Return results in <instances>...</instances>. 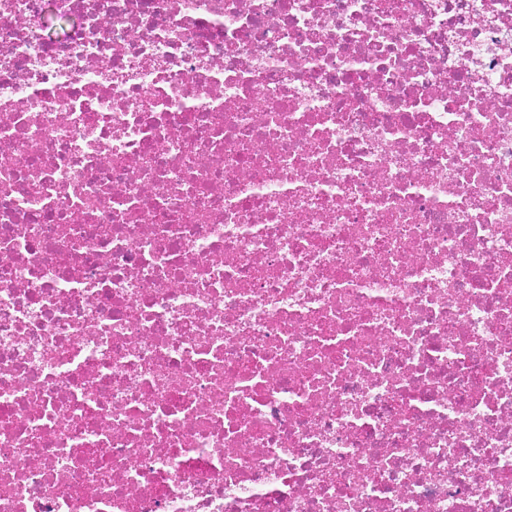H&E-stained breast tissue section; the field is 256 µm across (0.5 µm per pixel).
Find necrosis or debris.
I'll return each mask as SVG.
<instances>
[{
	"instance_id": "4bbe7bcc",
	"label": "necrosis or debris",
	"mask_w": 512,
	"mask_h": 512,
	"mask_svg": "<svg viewBox=\"0 0 512 512\" xmlns=\"http://www.w3.org/2000/svg\"><path fill=\"white\" fill-rule=\"evenodd\" d=\"M0 512H512V0H0Z\"/></svg>"
}]
</instances>
